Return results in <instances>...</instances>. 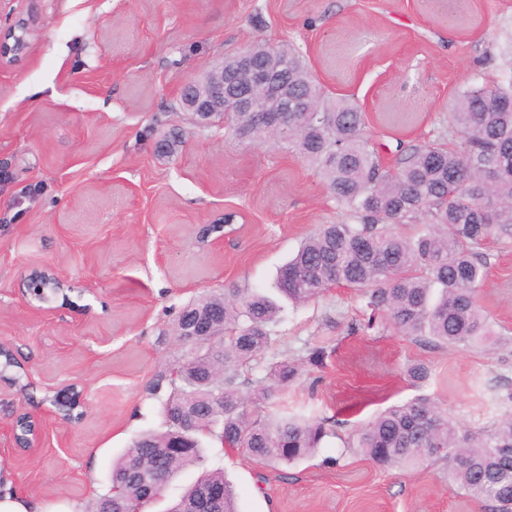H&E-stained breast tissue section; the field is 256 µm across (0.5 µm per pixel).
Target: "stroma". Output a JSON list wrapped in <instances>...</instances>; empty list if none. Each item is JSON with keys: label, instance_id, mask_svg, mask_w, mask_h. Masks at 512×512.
Here are the masks:
<instances>
[{"label": "stroma", "instance_id": "1", "mask_svg": "<svg viewBox=\"0 0 512 512\" xmlns=\"http://www.w3.org/2000/svg\"><path fill=\"white\" fill-rule=\"evenodd\" d=\"M22 18L28 54L0 67V344L29 387L0 380V422L34 414L42 444L24 453L0 435V478L42 512H87L113 459L165 429L149 386L176 357L168 332L182 307L232 285L270 292L316 225L340 218L313 168L267 143H226L181 110L177 86L254 42L293 43L328 95L357 100L391 165L398 141L446 130L461 90L503 80L512 0H0V43ZM173 128L184 143L159 157ZM230 211L235 230L200 243L199 228ZM489 252L478 299L501 334L493 348L402 335L342 286L284 303L253 385L272 363H303L265 406L334 420L336 434L277 470L210 441L207 466L223 469L238 512H491L443 464L388 470L350 446L372 416L419 395L476 427L512 407V247ZM35 267L72 287L71 303L31 309ZM314 344L323 366L305 362ZM416 362L430 370L420 387L405 376ZM72 386L87 401L76 423L45 402Z\"/></svg>", "mask_w": 512, "mask_h": 512}]
</instances>
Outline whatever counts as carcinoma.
I'll return each mask as SVG.
<instances>
[{"label":"carcinoma","instance_id":"obj_1","mask_svg":"<svg viewBox=\"0 0 512 512\" xmlns=\"http://www.w3.org/2000/svg\"><path fill=\"white\" fill-rule=\"evenodd\" d=\"M262 61L273 52L285 63L288 99L304 111L288 113L287 131L253 127L252 113L224 116L228 141L271 140L320 175L343 219L321 224L283 265L273 289L293 303L319 297L333 285L361 292L373 314L398 332L451 348L493 345L498 334L478 303L488 276V246L512 245V76L508 84L470 87L455 96L445 137L396 146L386 167L366 134L365 113L344 97L327 95L306 58L293 45L258 41L246 48ZM236 215L200 231L205 242L225 233ZM63 285L45 276L27 278L35 302L55 299ZM280 306L261 292L226 288L205 294L180 311L171 329L182 381L159 373L150 390L166 391L167 430L144 432L112 464L110 487L89 512H137L148 484L167 487L181 471L201 467L197 480L167 512H238L236 495L220 469L205 468L206 439L240 450L277 469L306 460L334 434L324 418L264 415L262 401L300 379L302 367L286 360L269 367L272 384L258 396L243 388L270 348ZM210 323V335H184L192 322ZM7 348L0 349V379L20 389L23 373ZM36 421L18 420L17 444L28 446ZM353 447L377 465L412 470L444 462L448 481L494 512H512V415L490 429H472L428 398L393 405L363 426ZM213 486L218 501H203Z\"/></svg>","mask_w":512,"mask_h":512}]
</instances>
